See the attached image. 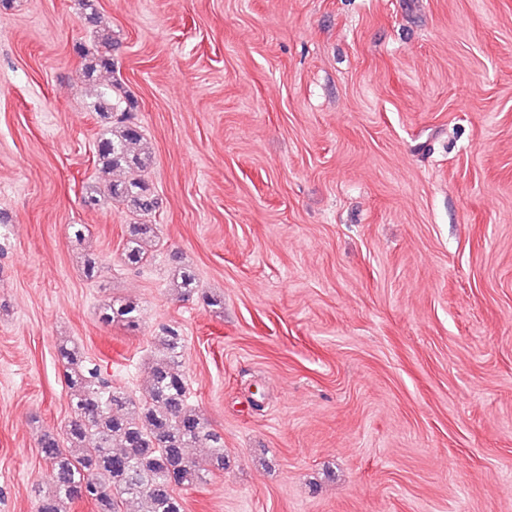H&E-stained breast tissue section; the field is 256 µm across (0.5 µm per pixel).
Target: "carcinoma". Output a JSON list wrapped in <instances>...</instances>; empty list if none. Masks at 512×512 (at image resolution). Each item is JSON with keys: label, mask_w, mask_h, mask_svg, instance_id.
<instances>
[{"label": "carcinoma", "mask_w": 512, "mask_h": 512, "mask_svg": "<svg viewBox=\"0 0 512 512\" xmlns=\"http://www.w3.org/2000/svg\"><path fill=\"white\" fill-rule=\"evenodd\" d=\"M112 70V34L98 31L96 57L87 74ZM115 84L96 96L97 112L112 120L100 133L95 154L99 172L125 171L123 181L99 179L86 186L82 204L88 209L108 202H127L141 212L155 208L142 172L149 154L141 142L140 126L122 102L114 98ZM158 237L154 224L129 225L124 263L136 267L145 261V246ZM176 287L181 295L197 293L196 278L181 268ZM137 303L111 299L99 309V320L110 325L138 326ZM157 355L140 397L112 385L100 366L80 346L66 342L57 356L64 367L70 418L59 433L46 432L39 442L53 491L38 495L36 512H66V505L88 502L97 512H124L137 503V512H184L181 492L205 482L206 475L224 470V436L205 422L187 399L184 371L186 342L180 331L162 327L153 336ZM207 448V460L195 449Z\"/></svg>", "instance_id": "1"}]
</instances>
